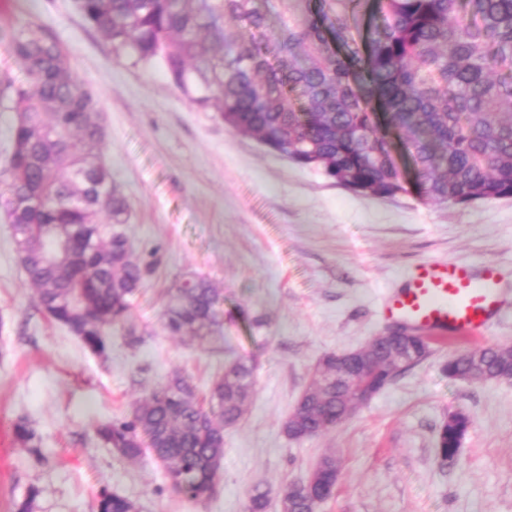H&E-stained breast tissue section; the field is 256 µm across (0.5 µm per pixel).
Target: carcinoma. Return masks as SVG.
I'll return each mask as SVG.
<instances>
[{
	"label": "carcinoma",
	"instance_id": "cac0c4a2",
	"mask_svg": "<svg viewBox=\"0 0 512 512\" xmlns=\"http://www.w3.org/2000/svg\"><path fill=\"white\" fill-rule=\"evenodd\" d=\"M80 15L115 50L157 62L182 91L212 105L224 123L293 162L378 197L407 190L394 141L408 152L414 185L437 205L512 197V0H278L277 28L256 0H76ZM233 20L246 33L231 39ZM12 53L24 81L0 95L16 112L14 151L3 205L26 280L40 311L92 354L109 352L110 332L126 329L131 300L148 267L128 260L125 196L102 158L97 100L76 79L57 40L35 23L16 28ZM105 212L113 224L98 222ZM221 298L202 276L169 293L165 328L205 339ZM501 347L458 354L448 377L508 371ZM253 368L235 361L216 376L205 401L173 372L123 421L95 433L122 459L144 451L162 463L171 487L193 502L213 496L224 458V428L236 425L253 392ZM292 426L307 437L316 415L344 410L336 385L310 397ZM468 419L441 427V461L457 454ZM17 444L36 448L25 420ZM271 490L254 488L248 512H266ZM98 512H135L125 497L98 493Z\"/></svg>",
	"mask_w": 512,
	"mask_h": 512
}]
</instances>
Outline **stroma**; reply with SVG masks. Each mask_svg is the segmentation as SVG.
I'll return each instance as SVG.
<instances>
[{
    "label": "stroma",
    "instance_id": "1",
    "mask_svg": "<svg viewBox=\"0 0 512 512\" xmlns=\"http://www.w3.org/2000/svg\"><path fill=\"white\" fill-rule=\"evenodd\" d=\"M29 21L55 33L94 93L103 159L129 204L126 236L155 271L133 299L138 341L115 329L108 356H96L38 309L0 209V426L23 418L40 438L39 447H13L0 512H13L32 487L31 512H97L103 489L138 512H247L254 487L304 480L326 453L340 477L318 512H512V384L444 370L462 350L512 345V198L435 205L413 187L385 198L347 189L225 126L158 64L116 53L74 0H0V82L23 77L3 26ZM448 260L498 264L509 306L490 330L433 342L345 423L289 440L282 424L317 361L389 328L381 306L400 276ZM191 275L224 297L203 341L163 326L168 291ZM239 359L252 366L255 390L224 432L214 498L185 499L151 455L129 462L96 438L98 423L129 416L168 374H185L203 394ZM457 412L470 427L444 464L439 432Z\"/></svg>",
    "mask_w": 512,
    "mask_h": 512
}]
</instances>
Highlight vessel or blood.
<instances>
[{
    "mask_svg": "<svg viewBox=\"0 0 512 512\" xmlns=\"http://www.w3.org/2000/svg\"><path fill=\"white\" fill-rule=\"evenodd\" d=\"M505 303L495 263L471 267L455 262L414 266L383 302L387 320L430 336H478Z\"/></svg>",
    "mask_w": 512,
    "mask_h": 512,
    "instance_id": "obj_1",
    "label": "vessel or blood"
}]
</instances>
